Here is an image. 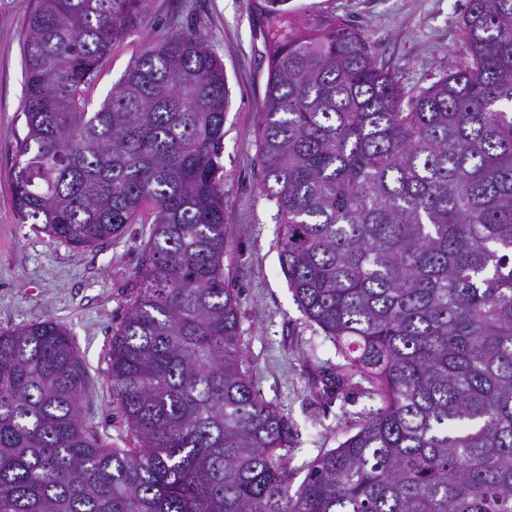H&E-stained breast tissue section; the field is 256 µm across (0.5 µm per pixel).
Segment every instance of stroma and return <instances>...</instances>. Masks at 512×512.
<instances>
[{
    "instance_id": "obj_1",
    "label": "stroma",
    "mask_w": 512,
    "mask_h": 512,
    "mask_svg": "<svg viewBox=\"0 0 512 512\" xmlns=\"http://www.w3.org/2000/svg\"><path fill=\"white\" fill-rule=\"evenodd\" d=\"M467 0H291L303 16L332 13L373 42L379 59L408 87H425L467 60L460 16ZM28 0H0V331L53 319L70 335L87 370L83 419L109 443L131 447L112 406L106 372L112 330L138 286L149 227L127 225L121 238L93 248L59 243L22 223L9 170L24 134L22 39ZM171 31L205 36L224 64L230 105L224 116V213L230 226L224 276L239 291L241 351L256 391L284 412L296 480L319 451L337 447L380 402L353 378H327L339 358L301 312L278 256L275 205L258 189V108L267 77L264 29L251 0H149L140 27L116 44L88 89L99 106L131 61Z\"/></svg>"
}]
</instances>
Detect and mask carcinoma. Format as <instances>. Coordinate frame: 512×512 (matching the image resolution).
<instances>
[{
  "instance_id": "obj_1",
  "label": "carcinoma",
  "mask_w": 512,
  "mask_h": 512,
  "mask_svg": "<svg viewBox=\"0 0 512 512\" xmlns=\"http://www.w3.org/2000/svg\"><path fill=\"white\" fill-rule=\"evenodd\" d=\"M286 4H254L258 188L341 358L329 383L358 375L381 406L292 488L288 422L243 366L224 278V64L172 33L92 109L147 0H31L20 221L82 248L152 225L107 359L134 447L82 419L63 326L0 332V512H512V0H467L468 62L419 89L348 20Z\"/></svg>"
}]
</instances>
